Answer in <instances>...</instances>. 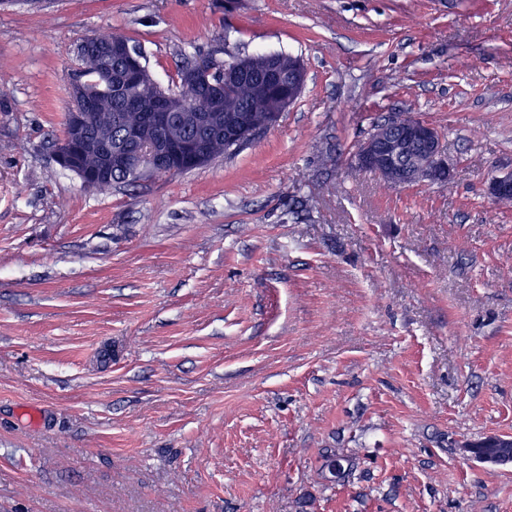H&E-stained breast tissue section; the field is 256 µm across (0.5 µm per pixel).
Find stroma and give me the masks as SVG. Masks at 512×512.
<instances>
[{
  "mask_svg": "<svg viewBox=\"0 0 512 512\" xmlns=\"http://www.w3.org/2000/svg\"><path fill=\"white\" fill-rule=\"evenodd\" d=\"M87 33L308 77L248 145L136 187L53 160ZM437 126L445 184L355 154ZM512 0L0 4V512H512ZM354 460L342 478L326 449ZM468 443L472 448H463V452L465 455L476 462H479L487 467L497 466V461H499L502 457L500 456H483L481 459H478L473 451L479 455H486L488 452H498L501 453L504 450V445L497 441H494L489 436L477 439V440H469Z\"/></svg>",
  "mask_w": 512,
  "mask_h": 512,
  "instance_id": "35a3bbf8",
  "label": "stroma"
}]
</instances>
